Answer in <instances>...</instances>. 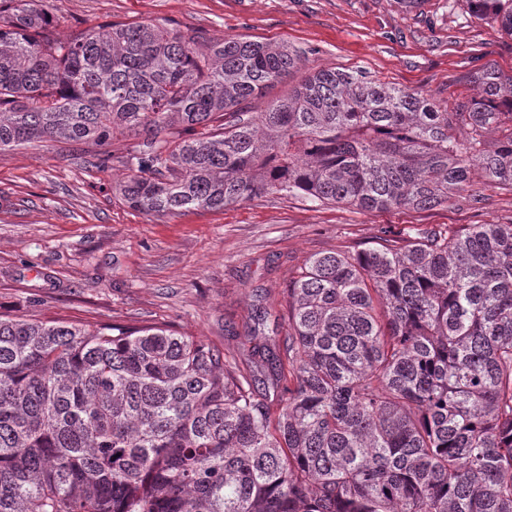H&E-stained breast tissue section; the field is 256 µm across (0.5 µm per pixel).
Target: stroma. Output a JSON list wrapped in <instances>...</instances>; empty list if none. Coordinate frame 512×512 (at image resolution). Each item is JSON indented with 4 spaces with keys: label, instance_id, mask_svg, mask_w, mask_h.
Instances as JSON below:
<instances>
[{
    "label": "stroma",
    "instance_id": "35a3bbf8",
    "mask_svg": "<svg viewBox=\"0 0 512 512\" xmlns=\"http://www.w3.org/2000/svg\"><path fill=\"white\" fill-rule=\"evenodd\" d=\"M68 36L106 22L142 21L210 37L278 42L309 69L362 70L438 102L466 103L474 75L512 72V37L465 0H43ZM132 140L103 146L43 141L0 154V313L104 324H163L227 353L253 337L287 336L282 292L316 254L375 246L462 224H512V190L472 189L432 210L360 212L301 196L265 195L221 210L153 216L115 191ZM108 155L107 166L97 158ZM265 310L256 324V310Z\"/></svg>",
    "mask_w": 512,
    "mask_h": 512
}]
</instances>
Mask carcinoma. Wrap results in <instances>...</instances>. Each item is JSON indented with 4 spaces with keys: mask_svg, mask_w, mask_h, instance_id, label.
Returning <instances> with one entry per match:
<instances>
[{
    "mask_svg": "<svg viewBox=\"0 0 512 512\" xmlns=\"http://www.w3.org/2000/svg\"><path fill=\"white\" fill-rule=\"evenodd\" d=\"M467 2L512 36V0ZM301 64L137 22L61 39L42 0H0V153L134 137L118 194L159 216L277 193L447 207L476 167L512 189L511 75L451 108L314 69L242 110ZM283 301L288 336L241 362L162 325L0 314V512H512V224L385 230L313 256Z\"/></svg>",
    "mask_w": 512,
    "mask_h": 512,
    "instance_id": "1",
    "label": "carcinoma"
}]
</instances>
